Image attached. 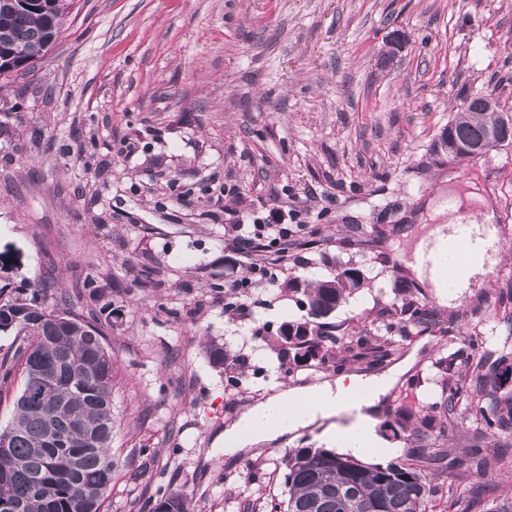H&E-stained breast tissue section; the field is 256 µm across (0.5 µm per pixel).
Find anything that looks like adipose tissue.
<instances>
[{"mask_svg": "<svg viewBox=\"0 0 512 512\" xmlns=\"http://www.w3.org/2000/svg\"><path fill=\"white\" fill-rule=\"evenodd\" d=\"M404 371L400 365L378 375L353 373L333 381L274 389L225 427L224 454L235 456L338 414L348 418L340 430V447L356 455L366 453L380 404Z\"/></svg>", "mask_w": 512, "mask_h": 512, "instance_id": "adipose-tissue-1", "label": "adipose tissue"}]
</instances>
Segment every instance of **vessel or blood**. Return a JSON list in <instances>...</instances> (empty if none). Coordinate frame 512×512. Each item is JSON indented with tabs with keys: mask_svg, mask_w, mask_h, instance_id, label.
<instances>
[{
	"mask_svg": "<svg viewBox=\"0 0 512 512\" xmlns=\"http://www.w3.org/2000/svg\"><path fill=\"white\" fill-rule=\"evenodd\" d=\"M496 232L484 226H476L474 221L459 222L455 234L450 238L429 236L417 242L413 248V261L423 275H437L440 278H454L458 286H465L467 274L483 252L499 247ZM457 256L454 267H446L440 262L442 251Z\"/></svg>",
	"mask_w": 512,
	"mask_h": 512,
	"instance_id": "vessel-or-blood-1",
	"label": "vessel or blood"
}]
</instances>
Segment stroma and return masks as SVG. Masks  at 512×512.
<instances>
[{
    "instance_id": "1",
    "label": "stroma",
    "mask_w": 512,
    "mask_h": 512,
    "mask_svg": "<svg viewBox=\"0 0 512 512\" xmlns=\"http://www.w3.org/2000/svg\"><path fill=\"white\" fill-rule=\"evenodd\" d=\"M395 30L404 48L381 64ZM478 93L512 113V0H73L34 77L0 86L11 106L0 111V252L19 267L12 283L54 282L87 318L106 299L119 310L104 329L117 428L102 512H151L161 487L187 493L195 512H253L256 498H281L288 448L325 447L345 423L321 419L233 458L216 448L268 391L261 377L228 387L206 342L275 369L251 330L297 312L275 289L248 316L225 312L222 286L246 266L242 214L275 204L316 229L315 247L288 259L295 274L363 270L337 320L374 319L403 282L434 309L392 359L415 361L384 400L380 447H412L386 424L398 403L436 391V360L470 378L459 356L470 332L512 350V145L476 159L432 151ZM448 173L490 199L503 239L483 292L455 308L398 261L420 225L453 221Z\"/></svg>"
}]
</instances>
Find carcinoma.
Here are the masks:
<instances>
[{"mask_svg":"<svg viewBox=\"0 0 512 512\" xmlns=\"http://www.w3.org/2000/svg\"><path fill=\"white\" fill-rule=\"evenodd\" d=\"M70 0H0V80L8 83L35 73L59 37L61 19ZM440 136L484 153L512 144V113L484 111L482 99L465 100ZM364 285L362 271L348 263L323 277L288 278L286 288L302 311L273 328L256 327L252 339L276 353L288 372L302 366L315 371L337 367L344 358L374 367L395 354L397 339L412 327H425L433 310L410 299L409 290L382 309L377 319L334 321L338 309ZM0 335L12 341L0 355V394L9 393L16 376L21 385L13 395L12 420L0 429L7 441L0 455V502L15 512H100L112 484V355L98 321L77 314L66 296L38 278L0 286ZM468 347L479 355L467 387L444 377L440 390L426 401L400 407L395 423L417 443L414 454L385 465L370 463L327 448L303 446L283 457V498L270 500L269 512H428L435 494L433 479L469 465L481 475L505 457L483 454L481 440L512 430V397L500 390L512 371V352L494 355L469 336ZM209 362L224 368L226 383L238 384L246 360L224 346L211 344ZM487 372H482V369ZM476 399L474 444L468 460L448 458L443 441L454 423L448 404ZM60 436L54 443L49 429ZM490 492L476 487L458 512L481 507ZM153 512H193L192 500L181 490H168Z\"/></svg>","mask_w":512,"mask_h":512,"instance_id":"cac0c4a2","label":"carcinoma"}]
</instances>
